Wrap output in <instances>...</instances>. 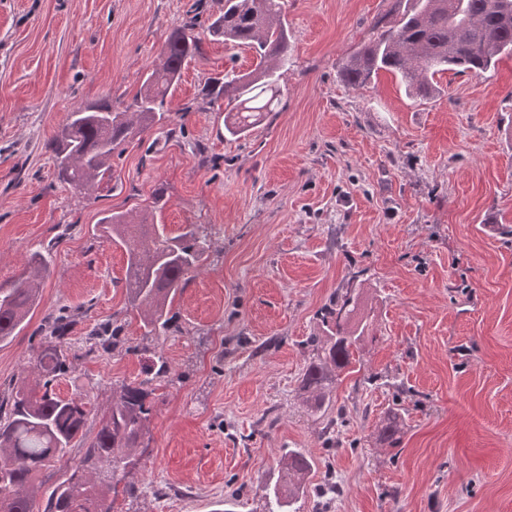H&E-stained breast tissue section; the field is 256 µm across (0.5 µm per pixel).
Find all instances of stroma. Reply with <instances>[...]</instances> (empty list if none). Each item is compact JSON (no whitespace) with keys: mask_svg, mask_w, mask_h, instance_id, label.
<instances>
[{"mask_svg":"<svg viewBox=\"0 0 512 512\" xmlns=\"http://www.w3.org/2000/svg\"><path fill=\"white\" fill-rule=\"evenodd\" d=\"M193 2L0 0V282L47 244L53 269L28 325L0 343V391L34 382L46 315L85 305L57 393L91 398L90 435L124 385L145 383L152 409L112 512H265L285 448L314 463L299 512H512V56L438 76L429 99L388 72L356 88L343 58L408 0H283L291 65L249 137L225 138L222 112L185 110L207 78L254 65L205 35L165 102L176 136L145 132L110 184L75 194L47 142L79 106L123 109ZM159 187L167 233L203 225L209 249L172 302V333L151 338L127 308L126 253L98 221ZM350 281L356 371L313 415L308 341L328 336L323 308ZM115 317L122 347L87 353L85 332ZM396 408L390 446L378 434ZM330 479L341 493L321 495Z\"/></svg>","mask_w":512,"mask_h":512,"instance_id":"stroma-1","label":"stroma"}]
</instances>
